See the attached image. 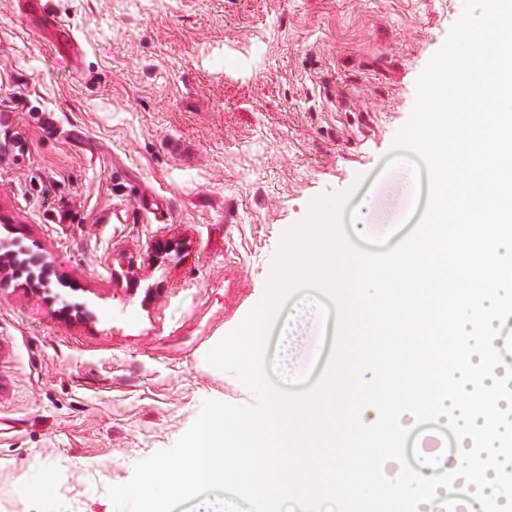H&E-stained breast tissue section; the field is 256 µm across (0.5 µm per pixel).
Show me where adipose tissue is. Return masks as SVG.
<instances>
[{"label": "adipose tissue", "instance_id": "obj_1", "mask_svg": "<svg viewBox=\"0 0 512 512\" xmlns=\"http://www.w3.org/2000/svg\"><path fill=\"white\" fill-rule=\"evenodd\" d=\"M457 27L461 30L480 29L492 34L495 49L512 47V0H488L481 22H474L468 12H459ZM489 73L492 81V102L482 103V121L468 154L457 157V165L466 167L478 180L448 191V134H468L464 124L448 122V87L442 84L437 70L426 78L427 105L421 112L416 129L398 148L396 167L387 175L384 195L364 194L356 206L341 200L322 204L317 209L318 225L333 228L339 222L350 224L349 234H329L316 238L314 246L326 253L317 275L316 285L321 292L335 296L339 324L349 321L348 305L340 291L342 266L337 257L351 252L354 240L368 235L372 225L383 221L385 195H392L397 208L415 202V173L409 154H420L430 173L432 195L420 224L411 236L398 243L390 258L377 260L379 270L386 271L401 265L412 266L427 251H434L439 261H447L449 253L459 260L458 279L467 284L465 292L448 297L446 289L437 285L433 274L409 281V292L418 304L435 307L450 306L453 336L464 340L468 347L465 359L453 365L432 361L426 353L434 336L430 318H418L415 331L420 337L421 352L417 354L418 375L431 387L425 402L409 401L393 405L390 414L399 432H407L423 414L448 420L459 444L456 454L442 458L440 467L449 478L469 481L475 486L474 501L485 498L493 489L494 476L503 467L494 441L502 435L512 436V422L473 413L463 397L468 386L484 385L492 403L501 401L497 386L501 379L512 381V364L504 365L502 374L486 370L483 358L496 352L495 339L499 330L512 328V54L495 56ZM491 224L494 232L483 239L479 250H472L469 225ZM320 304L298 300L292 312H284L280 293H271L265 300L260 322L273 326L279 336L275 359H268L264 346L254 345L245 377L249 382L267 381L269 367L288 372V357L293 351V339L298 336V318H316ZM482 432L487 440V467L484 476L471 470L466 441L474 432ZM397 512H440L448 504V488L436 483L430 472L421 469L404 470L394 490Z\"/></svg>", "mask_w": 512, "mask_h": 512}]
</instances>
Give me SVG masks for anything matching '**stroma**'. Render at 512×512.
Returning <instances> with one entry per match:
<instances>
[{
	"mask_svg": "<svg viewBox=\"0 0 512 512\" xmlns=\"http://www.w3.org/2000/svg\"><path fill=\"white\" fill-rule=\"evenodd\" d=\"M486 0H0V240L51 264L0 274V512H115L107 486L204 401L254 395L206 360L265 295L314 200L375 178L425 78L464 98L460 9ZM69 25L76 48L57 41ZM178 249L153 260L155 243ZM324 315L293 351L310 376ZM51 499L19 496L32 469ZM24 269L29 270L31 267H41L42 274L39 278L35 275H29L26 281V286L33 288L34 290L40 291L42 288H48V275L50 273V265L42 255H33L29 258H25L22 263Z\"/></svg>",
	"mask_w": 512,
	"mask_h": 512,
	"instance_id": "35a3bbf8",
	"label": "stroma"
}]
</instances>
